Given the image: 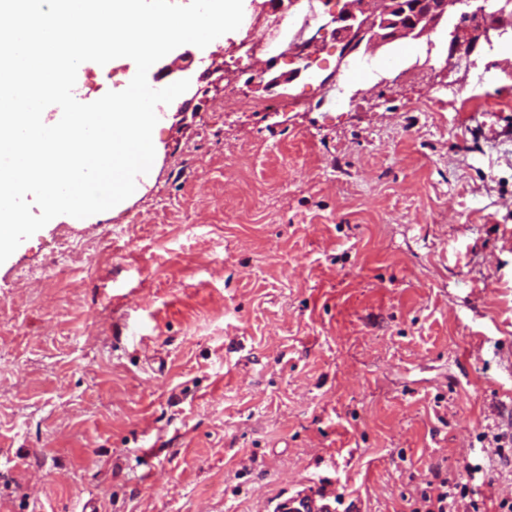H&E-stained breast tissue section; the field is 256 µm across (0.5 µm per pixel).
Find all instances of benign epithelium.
Here are the masks:
<instances>
[{
  "label": "benign epithelium",
  "instance_id": "obj_1",
  "mask_svg": "<svg viewBox=\"0 0 512 512\" xmlns=\"http://www.w3.org/2000/svg\"><path fill=\"white\" fill-rule=\"evenodd\" d=\"M342 7L329 13L332 35L351 53L365 46L402 39H419L431 32L440 21L454 13L465 0H337ZM512 25V0H500L499 7L488 12L479 6L459 13V20L449 31L448 60L460 54L470 55L480 36Z\"/></svg>",
  "mask_w": 512,
  "mask_h": 512
}]
</instances>
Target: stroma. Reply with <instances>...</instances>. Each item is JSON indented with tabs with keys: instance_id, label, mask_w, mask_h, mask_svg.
Instances as JSON below:
<instances>
[{
	"instance_id": "obj_1",
	"label": "stroma",
	"mask_w": 512,
	"mask_h": 512,
	"mask_svg": "<svg viewBox=\"0 0 512 512\" xmlns=\"http://www.w3.org/2000/svg\"><path fill=\"white\" fill-rule=\"evenodd\" d=\"M243 8L167 76L192 88L140 190L0 264V512H273L330 487L415 512L437 475L460 512H501L512 136L489 129L512 126V52L491 33L468 73L447 21L346 57L319 31L298 73L239 48L295 7ZM130 73L88 63L82 102Z\"/></svg>"
}]
</instances>
